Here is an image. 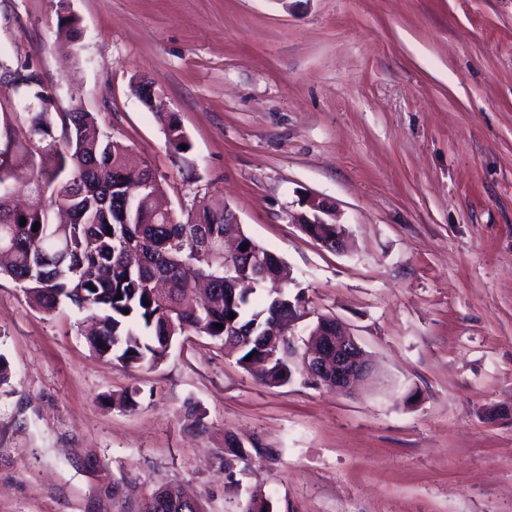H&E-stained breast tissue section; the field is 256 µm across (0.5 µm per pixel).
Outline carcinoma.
I'll return each mask as SVG.
<instances>
[{"label":"carcinoma","mask_w":512,"mask_h":512,"mask_svg":"<svg viewBox=\"0 0 512 512\" xmlns=\"http://www.w3.org/2000/svg\"><path fill=\"white\" fill-rule=\"evenodd\" d=\"M4 70L25 91L27 127L0 149V257L7 260L0 274L41 311L65 302L88 312L92 352L126 368L158 365L173 341L193 334L238 351L237 363L246 370L266 361L257 375L261 383L288 384V336L267 361L265 331L288 306L300 311L302 299L290 302L288 294L270 289L264 307L250 301L255 288L282 272L281 259L245 236L249 247L224 268V202L202 204L184 221L167 220L157 213V181L127 201L128 185L143 178L129 147L102 132L95 115L79 106L52 112L43 78L28 62ZM164 118L168 143L180 153L188 139L178 116L166 112ZM21 178L31 195L24 208L13 204L10 188V180ZM184 419L191 430L207 429L206 414L192 402L184 405ZM152 498L165 502L153 512L200 508L190 496L161 489Z\"/></svg>","instance_id":"obj_1"}]
</instances>
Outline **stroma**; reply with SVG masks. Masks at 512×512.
I'll use <instances>...</instances> for the list:
<instances>
[{"label": "stroma", "instance_id": "35a3bbf8", "mask_svg": "<svg viewBox=\"0 0 512 512\" xmlns=\"http://www.w3.org/2000/svg\"><path fill=\"white\" fill-rule=\"evenodd\" d=\"M20 59L55 111L94 113L155 169L177 219L224 199L281 258L307 312L295 347L336 317L374 375L269 387L196 336L130 370L92 353L85 313L1 276L0 512H138L161 487L204 512L255 489L276 512H512V0H0V64ZM311 198L344 251L293 224ZM228 434L258 445L230 473ZM155 105L159 106L161 109V112L164 115L165 118V131H166V137L168 140L169 145L173 148V150L176 153L185 152L190 148L187 136L184 132V130L181 127L180 121L178 119V116L174 112H162L164 111V103L161 99H159V102L155 103ZM182 144H185L187 146L186 150H182Z\"/></svg>", "mask_w": 512, "mask_h": 512}]
</instances>
